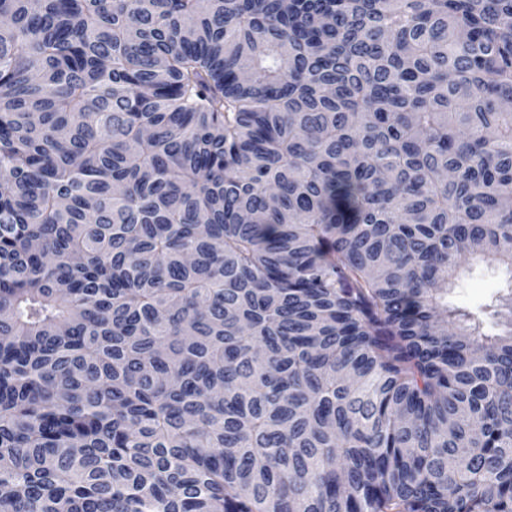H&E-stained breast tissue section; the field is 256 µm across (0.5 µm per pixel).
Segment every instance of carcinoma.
I'll list each match as a JSON object with an SVG mask.
<instances>
[{"label": "carcinoma", "instance_id": "cac0c4a2", "mask_svg": "<svg viewBox=\"0 0 512 512\" xmlns=\"http://www.w3.org/2000/svg\"><path fill=\"white\" fill-rule=\"evenodd\" d=\"M0 512H512V0H0ZM503 285L504 275L498 267L476 264L466 273L460 287L448 293V304L477 312Z\"/></svg>", "mask_w": 512, "mask_h": 512}]
</instances>
